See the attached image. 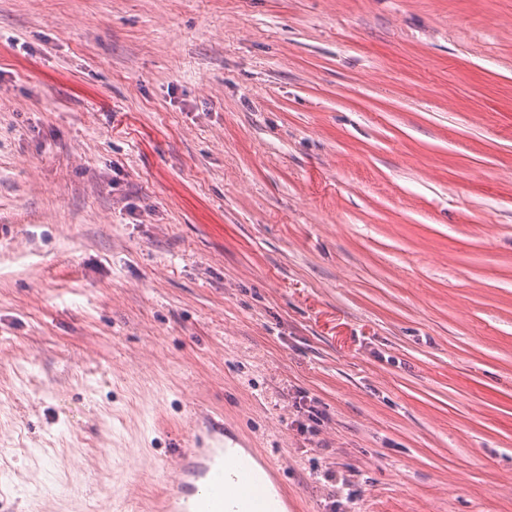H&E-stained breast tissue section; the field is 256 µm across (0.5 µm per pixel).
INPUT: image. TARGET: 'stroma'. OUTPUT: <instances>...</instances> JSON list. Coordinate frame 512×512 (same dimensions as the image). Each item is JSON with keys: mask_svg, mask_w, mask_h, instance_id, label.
<instances>
[{"mask_svg": "<svg viewBox=\"0 0 512 512\" xmlns=\"http://www.w3.org/2000/svg\"><path fill=\"white\" fill-rule=\"evenodd\" d=\"M211 422L288 512H512V0H0V501Z\"/></svg>", "mask_w": 512, "mask_h": 512, "instance_id": "stroma-1", "label": "stroma"}]
</instances>
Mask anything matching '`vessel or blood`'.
Wrapping results in <instances>:
<instances>
[{
	"label": "vessel or blood",
	"mask_w": 512,
	"mask_h": 512,
	"mask_svg": "<svg viewBox=\"0 0 512 512\" xmlns=\"http://www.w3.org/2000/svg\"><path fill=\"white\" fill-rule=\"evenodd\" d=\"M180 470L157 512H254V500L276 494L281 485H268L264 460L250 448L228 450L222 426H210L180 449Z\"/></svg>",
	"instance_id": "1"
}]
</instances>
